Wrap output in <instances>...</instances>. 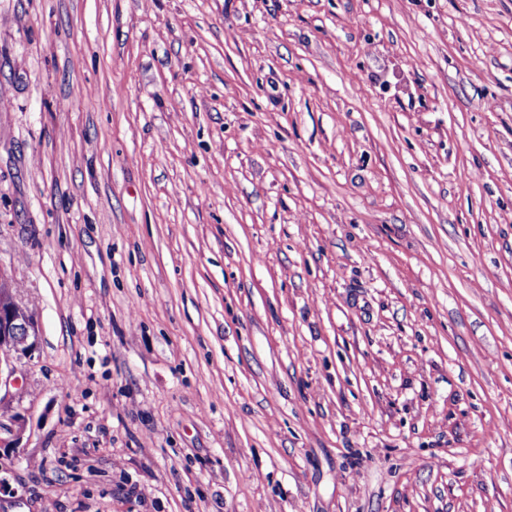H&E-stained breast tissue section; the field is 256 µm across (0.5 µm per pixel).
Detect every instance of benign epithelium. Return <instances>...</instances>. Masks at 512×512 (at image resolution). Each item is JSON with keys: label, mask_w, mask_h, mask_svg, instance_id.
Here are the masks:
<instances>
[{"label": "benign epithelium", "mask_w": 512, "mask_h": 512, "mask_svg": "<svg viewBox=\"0 0 512 512\" xmlns=\"http://www.w3.org/2000/svg\"><path fill=\"white\" fill-rule=\"evenodd\" d=\"M37 338L35 319L17 302L7 274L0 269V377L11 378L16 363L32 357Z\"/></svg>", "instance_id": "7a95c632"}]
</instances>
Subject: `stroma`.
<instances>
[{"label":"stroma","mask_w":512,"mask_h":512,"mask_svg":"<svg viewBox=\"0 0 512 512\" xmlns=\"http://www.w3.org/2000/svg\"><path fill=\"white\" fill-rule=\"evenodd\" d=\"M0 512H512V0H0ZM35 319L13 296L9 278L0 268V407L9 405L8 392L1 395L2 376L5 385L16 371V363L31 358L37 344Z\"/></svg>","instance_id":"obj_1"}]
</instances>
